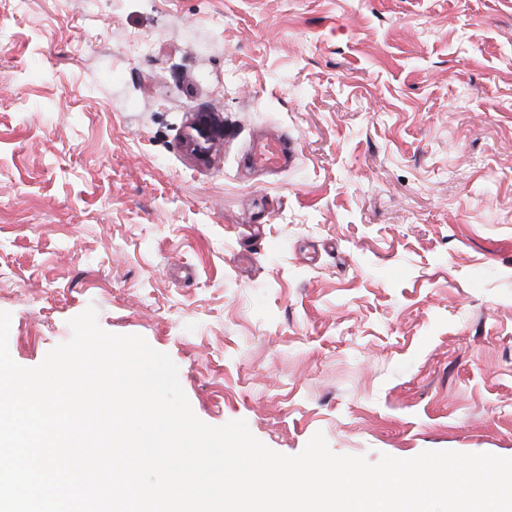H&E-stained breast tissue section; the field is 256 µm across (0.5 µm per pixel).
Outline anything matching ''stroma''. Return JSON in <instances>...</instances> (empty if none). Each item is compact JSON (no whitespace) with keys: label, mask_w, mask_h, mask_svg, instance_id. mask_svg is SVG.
Returning <instances> with one entry per match:
<instances>
[{"label":"stroma","mask_w":512,"mask_h":512,"mask_svg":"<svg viewBox=\"0 0 512 512\" xmlns=\"http://www.w3.org/2000/svg\"><path fill=\"white\" fill-rule=\"evenodd\" d=\"M91 306L276 452L512 457V0H0L11 357ZM192 130L196 132V135H191V145L193 149H195V154L200 157L205 156V154L201 152V143H209L222 131L217 119L207 112H199L196 114L192 122ZM252 165L260 168H281L288 165V149L280 141L258 140L251 150Z\"/></svg>","instance_id":"stroma-1"}]
</instances>
